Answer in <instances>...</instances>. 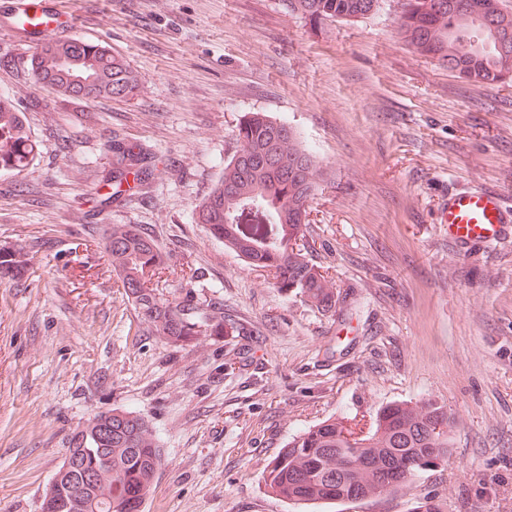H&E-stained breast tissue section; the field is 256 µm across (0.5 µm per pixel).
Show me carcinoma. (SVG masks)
<instances>
[{
  "label": "carcinoma",
  "mask_w": 512,
  "mask_h": 512,
  "mask_svg": "<svg viewBox=\"0 0 512 512\" xmlns=\"http://www.w3.org/2000/svg\"><path fill=\"white\" fill-rule=\"evenodd\" d=\"M288 12L320 21L366 18L379 0H283ZM398 31L420 55L480 84L496 85L512 76V12L501 0H402ZM38 80L59 93L82 99L127 98L138 80L128 64L99 45L75 38L49 43L34 56ZM237 143L224 171L194 209V221L250 266L272 278L306 304L329 312L336 307L332 276L314 264L304 244L307 208L318 188L319 167L300 133L264 112H247L234 134ZM36 142L11 101L0 95V174L29 166ZM122 155L113 171L119 187L127 176L145 173L141 156L115 144ZM105 250L113 271L141 317L173 342L214 322L224 323L221 304L196 315V307L160 301L154 286L165 270L162 253L137 224H115ZM25 260L0 247V277L22 280ZM446 406L436 401L395 402L379 408L367 435L339 419L325 420L288 441L263 471L267 492L294 503L345 502L359 493L379 497L410 482L433 448L448 447ZM102 452L88 462L94 497L112 501V512H144L154 490L162 449L145 420L114 409L94 415L77 432Z\"/></svg>",
  "instance_id": "cac0c4a2"
}]
</instances>
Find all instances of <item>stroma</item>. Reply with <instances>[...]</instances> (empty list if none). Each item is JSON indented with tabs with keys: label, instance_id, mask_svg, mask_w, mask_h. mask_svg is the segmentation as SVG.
I'll list each match as a JSON object with an SVG mask.
<instances>
[{
	"label": "stroma",
	"instance_id": "stroma-1",
	"mask_svg": "<svg viewBox=\"0 0 512 512\" xmlns=\"http://www.w3.org/2000/svg\"><path fill=\"white\" fill-rule=\"evenodd\" d=\"M70 2L77 37L139 84L66 97L0 30V95L38 144L0 175V244L26 258L23 285L0 279V512H41L76 432L112 408L144 417L163 450L145 512H512V238L462 251L444 223L454 189L512 206V81L470 82L414 52L399 0L354 22L282 0ZM256 111L319 163L306 245L336 276L335 311L272 288L194 221ZM116 140L150 173L100 208ZM115 224L157 242L162 302L221 299L225 326L155 335L115 282ZM425 399L454 425L446 461L411 483L356 503L266 492L263 469L294 436Z\"/></svg>",
	"mask_w": 512,
	"mask_h": 512
}]
</instances>
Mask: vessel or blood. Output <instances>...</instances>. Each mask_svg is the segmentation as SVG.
Masks as SVG:
<instances>
[{
  "mask_svg": "<svg viewBox=\"0 0 512 512\" xmlns=\"http://www.w3.org/2000/svg\"><path fill=\"white\" fill-rule=\"evenodd\" d=\"M74 18L55 0H0V28L29 46H40L70 35ZM448 236L460 246L496 243L512 236V207L499 195L482 189L449 193Z\"/></svg>",
  "mask_w": 512,
  "mask_h": 512,
  "instance_id": "1",
  "label": "vessel or blood"
}]
</instances>
